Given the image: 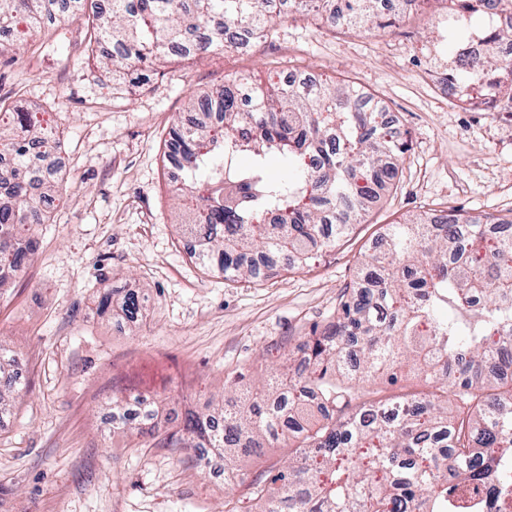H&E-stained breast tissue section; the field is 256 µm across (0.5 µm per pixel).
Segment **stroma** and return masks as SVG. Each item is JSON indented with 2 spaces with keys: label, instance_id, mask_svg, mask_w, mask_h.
I'll use <instances>...</instances> for the list:
<instances>
[{
  "label": "stroma",
  "instance_id": "35a3bbf8",
  "mask_svg": "<svg viewBox=\"0 0 512 512\" xmlns=\"http://www.w3.org/2000/svg\"><path fill=\"white\" fill-rule=\"evenodd\" d=\"M433 19L419 14L368 34L292 17L260 53L219 48L172 61L132 95L85 68L73 17H57L17 58L0 54V99L57 131L63 163L37 250L0 289V341L27 366L0 419V512H224L226 495L281 465L284 449H267L241 482L221 489L193 449L142 448L126 433L107 434L114 400L151 396L162 423L180 425L227 374L252 382L298 361L300 343L333 319L358 259L387 225L428 209L512 219V114L469 110L433 89L419 51ZM291 71L347 79L378 97L410 149L396 190L313 270L230 282L184 248L164 139L200 92ZM107 288L138 289L142 317L97 313Z\"/></svg>",
  "mask_w": 512,
  "mask_h": 512
}]
</instances>
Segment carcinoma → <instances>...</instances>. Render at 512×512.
Listing matches in <instances>:
<instances>
[{
	"mask_svg": "<svg viewBox=\"0 0 512 512\" xmlns=\"http://www.w3.org/2000/svg\"><path fill=\"white\" fill-rule=\"evenodd\" d=\"M448 78L467 107L489 92L492 112H512V66L499 55L512 30L491 26L489 11L512 10V0H448ZM328 13L342 26L368 33L392 18L375 0H291L288 14ZM276 0H0V30L12 50L48 27L56 13L84 20L82 57L92 71L112 74V87H139L152 67L170 57L193 59L202 50L264 41L275 26ZM486 37L476 70L461 66L458 49L471 35ZM252 105L229 87L192 99L190 126L174 125L166 157L184 175L174 185L185 208L183 234L196 243L192 257L226 280L258 276L254 257L285 272L311 265L361 223L370 204L393 185L389 160L409 143L383 118L363 107L344 80L316 85L245 83ZM0 127V288L22 272L50 219L56 134L30 112L11 113ZM288 170L274 177L268 161ZM452 211L445 224L429 216L391 224L378 250L364 255L365 273L346 286L336 320L313 326L304 342L309 371L284 364L270 382L243 387V373L224 378L210 410L189 415L170 430L153 412L130 436L162 440L168 448L205 449L224 456L235 472L268 447L288 449V463L224 502V512H465L475 506L512 512V378L492 366L512 354V238L492 225ZM144 299L136 290L105 291L99 309L137 318ZM14 351L0 341V414L14 395ZM365 381L395 368L417 371L414 388L369 398L345 386L350 363Z\"/></svg>",
	"mask_w": 512,
	"mask_h": 512,
	"instance_id": "1",
	"label": "carcinoma"
}]
</instances>
